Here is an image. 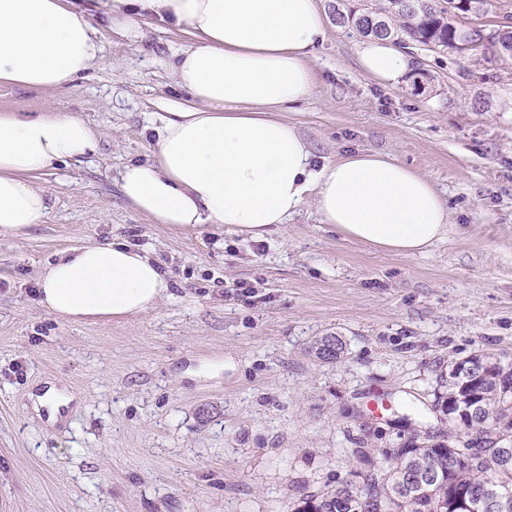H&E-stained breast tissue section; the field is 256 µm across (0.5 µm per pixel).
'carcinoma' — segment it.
<instances>
[{
  "instance_id": "obj_1",
  "label": "carcinoma",
  "mask_w": 512,
  "mask_h": 512,
  "mask_svg": "<svg viewBox=\"0 0 512 512\" xmlns=\"http://www.w3.org/2000/svg\"><path fill=\"white\" fill-rule=\"evenodd\" d=\"M440 6L436 0H384L383 7L349 8L336 0V24L363 37L404 36L417 45L454 50L464 32L456 12L480 13L490 0H460L466 7ZM471 46L512 60L497 49L499 38L512 41V16L497 29L469 30ZM324 360L345 350L340 336L318 337L311 345ZM447 393L431 411L441 426L405 418L412 430L379 465L367 448L357 451L361 481L343 480L334 489L303 494L291 512H512V361L475 352L448 363L440 375Z\"/></svg>"
}]
</instances>
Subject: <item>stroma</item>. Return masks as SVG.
I'll return each instance as SVG.
<instances>
[{"instance_id":"35a3bbf8","label":"stroma","mask_w":512,"mask_h":512,"mask_svg":"<svg viewBox=\"0 0 512 512\" xmlns=\"http://www.w3.org/2000/svg\"><path fill=\"white\" fill-rule=\"evenodd\" d=\"M319 0L316 85L281 116L315 163L377 150L428 177L453 229L429 253H384L322 224L312 203L255 240L221 228L177 237L123 200L115 179L151 157L154 126L183 91L182 35L123 36L98 20L104 60L67 91L0 82V110L86 121L97 148L41 174L46 224L0 236V512H288L354 478L408 436L450 360H512V61L412 47L385 86L356 63L363 38ZM427 76L423 92L414 78ZM122 242L167 273L171 298L124 321L73 324L39 304L40 274L73 246ZM343 337L340 358L311 352ZM74 394L47 426L30 395ZM345 346L341 336L329 334L318 337L312 343L311 349L318 358L331 361L336 360L344 353Z\"/></svg>"}]
</instances>
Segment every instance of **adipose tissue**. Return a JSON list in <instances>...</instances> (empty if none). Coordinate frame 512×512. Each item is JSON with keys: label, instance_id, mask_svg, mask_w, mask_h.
I'll return each instance as SVG.
<instances>
[{"label": "adipose tissue", "instance_id": "adipose-tissue-1", "mask_svg": "<svg viewBox=\"0 0 512 512\" xmlns=\"http://www.w3.org/2000/svg\"><path fill=\"white\" fill-rule=\"evenodd\" d=\"M98 14L128 33L156 20L190 38L173 68L188 101L162 118L152 159L125 165L116 178L151 223L178 235L211 224L260 238L310 201L322 223L383 252L421 255L447 240L450 213L426 177L378 151L315 164L297 126L279 118L316 84L310 51L325 36L318 0H0V81L69 89L102 57ZM357 62L384 85L414 64L389 38L366 41ZM95 146L80 118L1 112L0 235L45 223L53 203L39 174L82 162ZM170 289L139 250L85 244L43 270L40 304L66 321L95 322L155 310Z\"/></svg>", "mask_w": 512, "mask_h": 512}]
</instances>
